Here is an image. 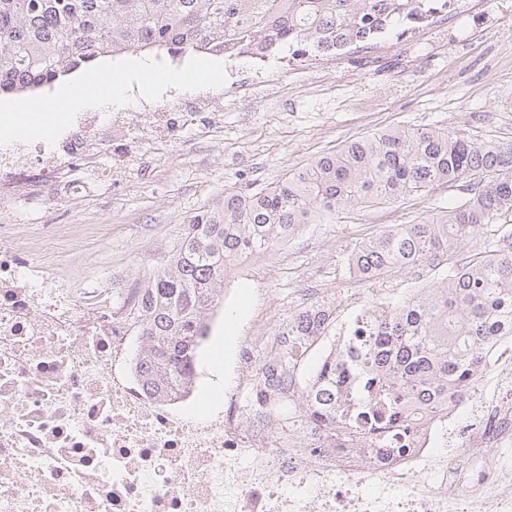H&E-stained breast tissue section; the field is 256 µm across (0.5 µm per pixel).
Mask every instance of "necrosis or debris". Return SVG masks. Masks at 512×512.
<instances>
[{"label":"necrosis or debris","mask_w":512,"mask_h":512,"mask_svg":"<svg viewBox=\"0 0 512 512\" xmlns=\"http://www.w3.org/2000/svg\"><path fill=\"white\" fill-rule=\"evenodd\" d=\"M467 9L468 0H448L398 37L323 43L305 57L331 73L357 52L390 55L396 41H422ZM245 56L253 87L268 91L295 61ZM245 56L223 53L230 66ZM218 94L173 92L135 114L80 112L24 146L0 131V208L20 197L47 201L67 173L92 163L100 128L128 153H144L196 124ZM137 286L130 279L120 293L99 288L79 300L30 247L0 246V512H512V471L490 455L512 446V350L498 352L494 396L432 407L412 448L371 464L306 421L285 434L268 405L244 407V390L257 384L256 349L282 343L274 333L244 337L237 382L220 408L201 415L152 394L126 370L139 330ZM464 409L474 423L461 432ZM452 480L462 494H449Z\"/></svg>","instance_id":"necrosis-or-debris-1"}]
</instances>
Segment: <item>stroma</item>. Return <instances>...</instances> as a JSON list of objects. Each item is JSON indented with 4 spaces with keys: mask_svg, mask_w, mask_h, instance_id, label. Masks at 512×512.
<instances>
[{
    "mask_svg": "<svg viewBox=\"0 0 512 512\" xmlns=\"http://www.w3.org/2000/svg\"><path fill=\"white\" fill-rule=\"evenodd\" d=\"M300 96L218 99L213 119L185 128L157 150L122 158L104 145L92 167L73 172L83 184L76 202L32 210L19 202L0 210V225L17 238L34 233L40 257L82 288H113L123 279L148 281L171 255L184 225L227 190L266 186L342 143L377 131L441 126L482 142L512 141V0H473L452 28L416 45H398L373 68L353 58L319 77L311 69L286 73ZM458 188L387 206H343L268 255L259 274L232 270L217 293L218 306L198 356L191 401L199 412L220 406L219 389L234 377L243 336H264L271 324L255 309L269 296L282 316L298 312L309 278L326 284L342 316L370 297L352 286L347 253L384 224H412L442 214Z\"/></svg>",
    "mask_w": 512,
    "mask_h": 512,
    "instance_id": "1",
    "label": "stroma"
}]
</instances>
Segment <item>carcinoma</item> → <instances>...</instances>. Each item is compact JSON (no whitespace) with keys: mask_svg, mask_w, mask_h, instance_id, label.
I'll use <instances>...</instances> for the list:
<instances>
[{"mask_svg":"<svg viewBox=\"0 0 512 512\" xmlns=\"http://www.w3.org/2000/svg\"><path fill=\"white\" fill-rule=\"evenodd\" d=\"M0 0V94H25L116 52H202L208 43L303 50L423 18L419 0ZM461 186L442 215L386 224L349 256L355 277L384 282L425 262L432 288H408L356 314L316 365L315 347L337 327L339 308L316 301L290 316L285 341L263 360L259 392L273 396L283 427L296 414L342 435L378 461L404 453L415 414L474 391L488 350L512 338V141L476 143L444 128L350 140L288 171L274 186H240L201 208L172 257L138 297L143 344L137 375L166 397L192 390L198 349L217 307L214 287L243 253L269 255L318 212L371 207ZM483 247L462 259L461 243Z\"/></svg>","mask_w":512,"mask_h":512,"instance_id":"cac0c4a2","label":"carcinoma"}]
</instances>
